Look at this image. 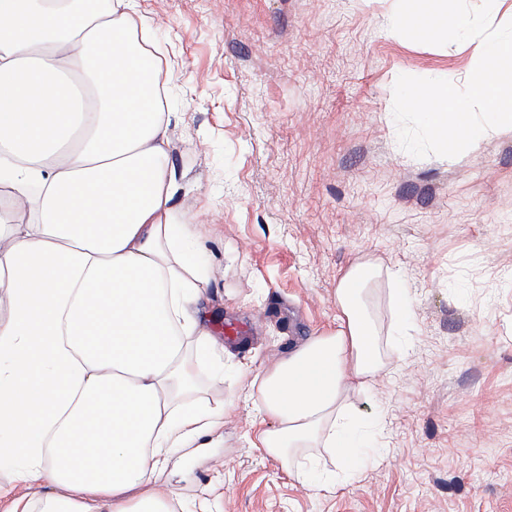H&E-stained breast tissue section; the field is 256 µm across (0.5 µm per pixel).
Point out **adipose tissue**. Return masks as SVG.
Returning a JSON list of instances; mask_svg holds the SVG:
<instances>
[{"mask_svg": "<svg viewBox=\"0 0 512 512\" xmlns=\"http://www.w3.org/2000/svg\"><path fill=\"white\" fill-rule=\"evenodd\" d=\"M150 28L132 0H0V471L37 512H172L158 474L227 415L190 400L217 342ZM375 271L352 264L335 328L251 380L262 447L317 487L312 449L363 462L348 392L389 365Z\"/></svg>", "mask_w": 512, "mask_h": 512, "instance_id": "obj_1", "label": "adipose tissue"}]
</instances>
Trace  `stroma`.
Returning a JSON list of instances; mask_svg holds the SVG:
<instances>
[{
  "label": "stroma",
  "instance_id": "1",
  "mask_svg": "<svg viewBox=\"0 0 512 512\" xmlns=\"http://www.w3.org/2000/svg\"><path fill=\"white\" fill-rule=\"evenodd\" d=\"M173 69L180 211L201 212L229 405L206 447L171 455L176 512H512V127L417 159L393 119L399 75L464 87L469 42L389 34L392 0H135ZM390 366L348 395L383 453L315 489L259 446L250 377L335 325L358 257ZM406 289L398 315L391 295Z\"/></svg>",
  "mask_w": 512,
  "mask_h": 512
}]
</instances>
